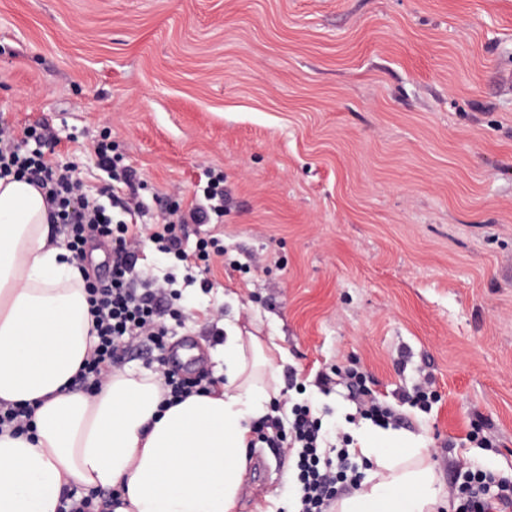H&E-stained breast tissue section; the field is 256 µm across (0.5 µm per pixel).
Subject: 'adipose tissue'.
I'll return each instance as SVG.
<instances>
[{
    "label": "adipose tissue",
    "instance_id": "ef3b65f1",
    "mask_svg": "<svg viewBox=\"0 0 512 512\" xmlns=\"http://www.w3.org/2000/svg\"><path fill=\"white\" fill-rule=\"evenodd\" d=\"M43 192L0 179V400L29 405L34 431L0 435V512H59L64 487L116 490L114 512H236L251 426L281 395L282 349L224 321L210 354L224 382L164 406L155 376L111 371L93 396L68 382L96 344L78 263L56 240ZM422 436L360 428L371 462L333 512H455Z\"/></svg>",
    "mask_w": 512,
    "mask_h": 512
}]
</instances>
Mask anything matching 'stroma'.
<instances>
[{
  "mask_svg": "<svg viewBox=\"0 0 512 512\" xmlns=\"http://www.w3.org/2000/svg\"><path fill=\"white\" fill-rule=\"evenodd\" d=\"M0 113L49 126L91 195L110 131L144 233L223 174V217L177 234L224 255L138 260L195 296L167 344L189 338L197 370L217 378L224 319L259 325L286 399L357 369L444 491L512 478V0H0ZM419 385L430 412L403 401ZM292 468L258 443L237 512Z\"/></svg>",
  "mask_w": 512,
  "mask_h": 512,
  "instance_id": "35a3bbf8",
  "label": "stroma"
}]
</instances>
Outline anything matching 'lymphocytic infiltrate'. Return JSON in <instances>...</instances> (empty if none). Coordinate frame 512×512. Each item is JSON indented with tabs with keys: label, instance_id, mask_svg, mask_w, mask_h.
<instances>
[{
	"label": "lymphocytic infiltrate",
	"instance_id": "lymphocytic-infiltrate-1",
	"mask_svg": "<svg viewBox=\"0 0 512 512\" xmlns=\"http://www.w3.org/2000/svg\"><path fill=\"white\" fill-rule=\"evenodd\" d=\"M55 143L47 127L27 126L22 134L0 122V179L8 176L27 179L44 190L51 206L50 223L60 225L66 235V246L77 261H85L87 247H108L112 250V273L109 282L89 277L85 280L87 301L94 318L98 338L73 384L87 393H95L104 376L121 366L136 346L159 350L155 372L170 403H178L192 394L208 392L204 377L185 378L169 368L161 352L169 328L162 319L158 289L152 280L140 278L135 270L136 252L144 242L158 244L161 251L174 254L181 261L194 257L210 259L208 240H198L194 253H187L176 233V223L163 216L154 223L148 236L134 232L132 222L143 217L148 209L138 192L129 199L118 196L113 186L101 188L97 196H88L75 175L71 163L47 160L44 150ZM343 382L356 405L358 415L374 425L388 427L395 417L392 407L372 398L366 376L348 369ZM290 427L280 420L265 419L254 430L258 439L271 448L297 449V479L301 485V512H328L338 494L337 483L358 486L356 463L347 450L350 435H343L342 448L335 456H327L320 436L321 422L313 418L309 406L295 405ZM462 512H512V485L496 479L484 470L469 473L458 489Z\"/></svg>",
	"mask_w": 512,
	"mask_h": 512
}]
</instances>
